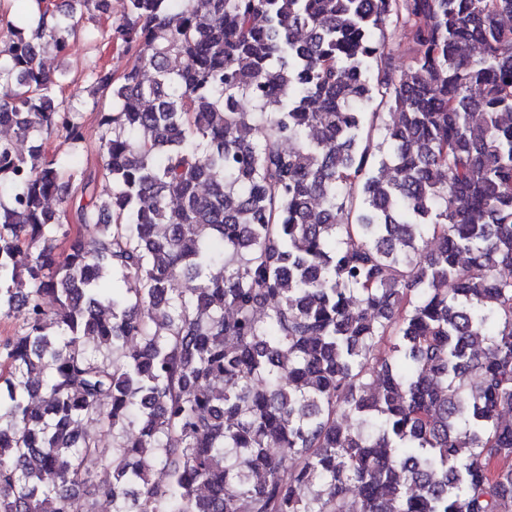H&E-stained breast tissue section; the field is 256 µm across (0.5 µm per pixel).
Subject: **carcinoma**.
I'll list each match as a JSON object with an SVG mask.
<instances>
[{"mask_svg": "<svg viewBox=\"0 0 512 512\" xmlns=\"http://www.w3.org/2000/svg\"><path fill=\"white\" fill-rule=\"evenodd\" d=\"M6 2L0 512H512V0H124L94 170Z\"/></svg>", "mask_w": 512, "mask_h": 512, "instance_id": "1", "label": "carcinoma"}]
</instances>
